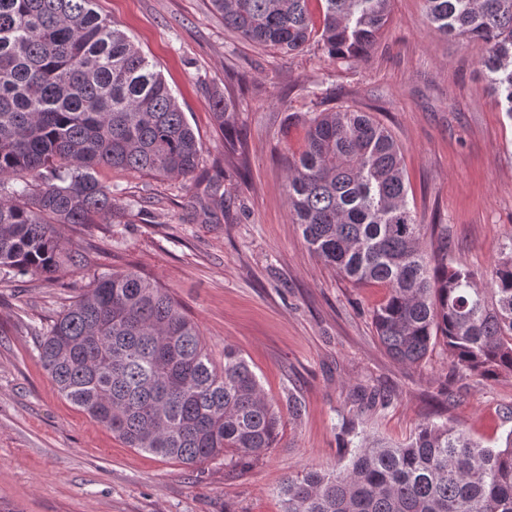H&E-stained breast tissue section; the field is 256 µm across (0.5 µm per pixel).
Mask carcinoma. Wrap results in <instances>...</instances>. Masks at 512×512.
Here are the masks:
<instances>
[{
	"label": "carcinoma",
	"mask_w": 512,
	"mask_h": 512,
	"mask_svg": "<svg viewBox=\"0 0 512 512\" xmlns=\"http://www.w3.org/2000/svg\"><path fill=\"white\" fill-rule=\"evenodd\" d=\"M95 0H0V269L50 275L60 224L124 217L101 167L194 177L199 142L162 73ZM244 39L299 52L317 37L328 58L368 57L391 0H211ZM444 35L484 45L481 66L512 118V0H424ZM221 183L195 203L204 224L224 217ZM288 203L309 248L357 283L390 289L377 337L402 364L441 342L463 376H512V251L481 288L468 266L421 246L401 149L366 113L309 120L288 167ZM40 361L58 391L129 447L194 466L277 446L281 416L244 357L215 365L198 324L159 282L127 269L98 277L53 321ZM284 512H512V431L488 448L465 431L425 423L394 445L363 436L334 473L290 476Z\"/></svg>",
	"instance_id": "obj_1"
}]
</instances>
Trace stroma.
I'll use <instances>...</instances> for the list:
<instances>
[{
    "label": "stroma",
    "instance_id": "stroma-1",
    "mask_svg": "<svg viewBox=\"0 0 512 512\" xmlns=\"http://www.w3.org/2000/svg\"><path fill=\"white\" fill-rule=\"evenodd\" d=\"M152 59L195 132V179L102 169L131 204L125 224H69L71 263L52 278L0 273V512H283L291 475L349 461L350 428L395 444L448 424L501 448L512 432V377L461 376L443 345L395 361L374 312L388 290L355 284L311 252L288 204V162L315 113L350 108L400 146L427 254L448 247L489 287L512 242V118L480 60L482 44L439 33L423 0H392L367 60L331 61L317 41L288 54L225 29L211 0H96ZM224 95L216 117L209 100ZM224 218H192L213 180ZM136 268L194 319L215 363L231 346L281 412L276 448L257 460L188 468L128 447L57 390L38 357L49 325L100 275ZM382 402L365 406L357 390ZM302 405L288 412L289 399Z\"/></svg>",
    "mask_w": 512,
    "mask_h": 512
}]
</instances>
